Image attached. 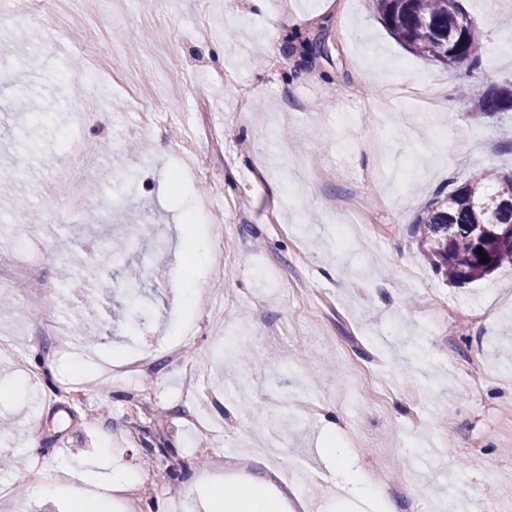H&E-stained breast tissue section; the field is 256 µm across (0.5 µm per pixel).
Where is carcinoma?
I'll list each match as a JSON object with an SVG mask.
<instances>
[{
    "label": "carcinoma",
    "mask_w": 512,
    "mask_h": 512,
    "mask_svg": "<svg viewBox=\"0 0 512 512\" xmlns=\"http://www.w3.org/2000/svg\"><path fill=\"white\" fill-rule=\"evenodd\" d=\"M389 32L414 53L450 69L479 59L478 35L460 4L448 0H373ZM478 111H512V90L488 92ZM414 234L436 271L455 284L485 278L512 263V174L481 170L444 195L437 193L418 214ZM488 262H480L478 252ZM94 266L78 258L68 269L71 281H85Z\"/></svg>",
    "instance_id": "carcinoma-1"
}]
</instances>
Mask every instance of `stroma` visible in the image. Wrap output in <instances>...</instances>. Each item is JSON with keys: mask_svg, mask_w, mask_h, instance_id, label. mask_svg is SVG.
I'll list each match as a JSON object with an SVG mask.
<instances>
[{"mask_svg": "<svg viewBox=\"0 0 512 512\" xmlns=\"http://www.w3.org/2000/svg\"><path fill=\"white\" fill-rule=\"evenodd\" d=\"M460 3L482 56L453 70L396 40L371 0H135L69 29L41 0L38 20L0 26V244L43 225L39 281L60 287L26 314L0 304V335L19 339L0 358V512H75L26 483L31 461L143 482L140 512H206L239 482L288 512H349L323 448L352 459L359 512H444L474 486L512 501V265L453 286L413 234L437 192L512 173V112L477 110L512 84V0ZM217 70L251 86L252 107ZM75 98L96 122H69ZM73 139L89 157L68 153ZM113 237L124 250L100 262ZM76 255L96 266L87 298L64 278ZM88 299L91 361L57 347ZM176 342L204 357L198 383L167 359ZM101 361L109 381L71 398ZM185 410L222 417V441ZM278 429L287 447H268ZM153 448L219 452L243 473L163 482Z\"/></svg>", "mask_w": 512, "mask_h": 512, "instance_id": "obj_1", "label": "stroma"}]
</instances>
